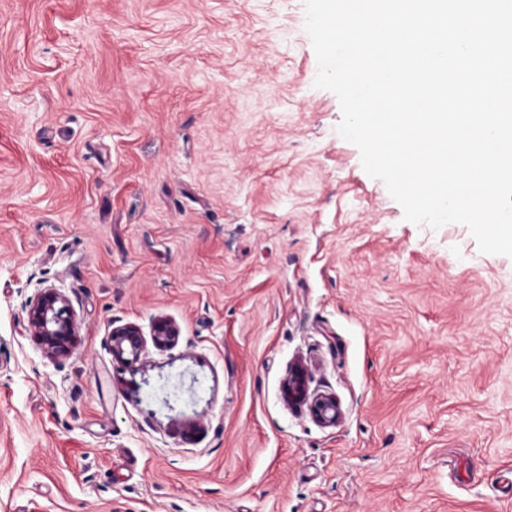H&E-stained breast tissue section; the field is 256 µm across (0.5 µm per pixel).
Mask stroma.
Instances as JSON below:
<instances>
[{
	"instance_id": "obj_1",
	"label": "stroma",
	"mask_w": 512,
	"mask_h": 512,
	"mask_svg": "<svg viewBox=\"0 0 512 512\" xmlns=\"http://www.w3.org/2000/svg\"><path fill=\"white\" fill-rule=\"evenodd\" d=\"M304 21L0 0V512H512V258L404 220ZM159 316L178 345L120 367L111 322ZM297 359L335 426L283 401ZM32 335L45 356L55 362L69 358L79 339L76 312L69 298L58 288H42L28 305Z\"/></svg>"
}]
</instances>
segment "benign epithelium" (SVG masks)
<instances>
[{"label":"benign epithelium","mask_w":512,"mask_h":512,"mask_svg":"<svg viewBox=\"0 0 512 512\" xmlns=\"http://www.w3.org/2000/svg\"><path fill=\"white\" fill-rule=\"evenodd\" d=\"M28 323L32 335L45 356L55 362L69 358L79 339L76 312L69 298L59 289H41L28 305ZM180 328L168 317H158L151 323L150 337L158 350L172 349L179 343ZM147 341L141 327L135 323L112 325L109 350L112 358L133 370L143 365ZM310 370L297 361L290 365L282 384V398L291 407L308 410L312 418L323 426H333L340 418L336 398L310 391Z\"/></svg>","instance_id":"7a95c632"}]
</instances>
